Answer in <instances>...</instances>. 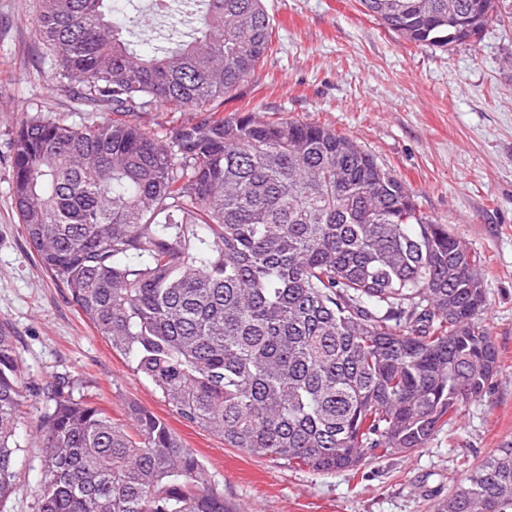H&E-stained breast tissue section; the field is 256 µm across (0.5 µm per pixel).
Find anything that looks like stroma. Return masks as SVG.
Here are the masks:
<instances>
[{
  "instance_id": "1",
  "label": "stroma",
  "mask_w": 512,
  "mask_h": 512,
  "mask_svg": "<svg viewBox=\"0 0 512 512\" xmlns=\"http://www.w3.org/2000/svg\"><path fill=\"white\" fill-rule=\"evenodd\" d=\"M37 4L0 0V325L17 338L25 405L7 512L35 507L42 390L59 376L113 418L133 401L165 420L239 512H433L469 469L512 443V0H496L480 41L445 52L406 43L358 0H264L273 49L223 106L353 137L484 260L481 322L500 360L493 385L418 451L333 473L251 457L184 422L40 266L11 204V143L36 112L80 118L36 37Z\"/></svg>"
}]
</instances>
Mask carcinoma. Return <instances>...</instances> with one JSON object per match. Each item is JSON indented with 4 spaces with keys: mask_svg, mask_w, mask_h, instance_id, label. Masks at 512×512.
Here are the masks:
<instances>
[{
    "mask_svg": "<svg viewBox=\"0 0 512 512\" xmlns=\"http://www.w3.org/2000/svg\"><path fill=\"white\" fill-rule=\"evenodd\" d=\"M78 126L12 143V205L39 263L184 421L320 473L407 453L482 397L499 353L481 259L353 138L219 110L272 50L262 0H191L163 44L106 0H38ZM408 43L477 40L495 0H358ZM154 104L190 117L160 134ZM17 337L0 325V512L21 445ZM120 423L66 381L41 417L38 512H231L197 455L135 402ZM434 512H512V444Z\"/></svg>",
    "mask_w": 512,
    "mask_h": 512,
    "instance_id": "carcinoma-1",
    "label": "carcinoma"
}]
</instances>
